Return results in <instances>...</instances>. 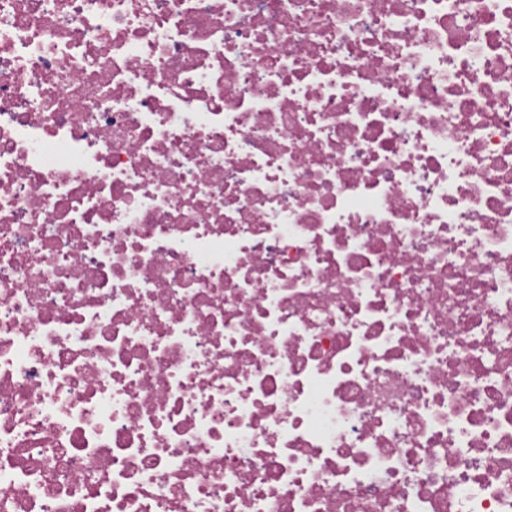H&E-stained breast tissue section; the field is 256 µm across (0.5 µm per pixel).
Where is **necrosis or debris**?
Returning a JSON list of instances; mask_svg holds the SVG:
<instances>
[{
    "mask_svg": "<svg viewBox=\"0 0 512 512\" xmlns=\"http://www.w3.org/2000/svg\"><path fill=\"white\" fill-rule=\"evenodd\" d=\"M0 512H512V0H0Z\"/></svg>",
    "mask_w": 512,
    "mask_h": 512,
    "instance_id": "obj_1",
    "label": "necrosis or debris"
}]
</instances>
